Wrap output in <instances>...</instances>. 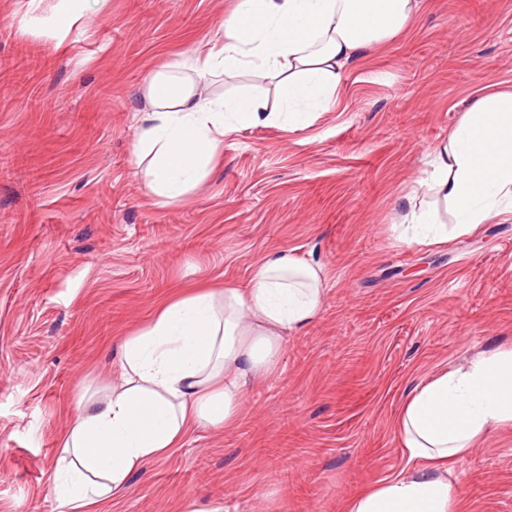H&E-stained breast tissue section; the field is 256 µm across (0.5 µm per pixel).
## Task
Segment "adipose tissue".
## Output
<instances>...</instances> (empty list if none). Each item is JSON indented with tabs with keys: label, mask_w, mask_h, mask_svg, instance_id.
Masks as SVG:
<instances>
[{
	"label": "adipose tissue",
	"mask_w": 512,
	"mask_h": 512,
	"mask_svg": "<svg viewBox=\"0 0 512 512\" xmlns=\"http://www.w3.org/2000/svg\"><path fill=\"white\" fill-rule=\"evenodd\" d=\"M421 0H234L208 51L165 64L149 79L134 145L139 176L157 204L198 187L225 135L256 126L297 129L329 110L341 69L406 30ZM271 79L261 94L214 95L208 77ZM430 185L451 207L399 214L409 245L447 242L512 215V91L477 98L448 141L432 153ZM320 266L287 251L265 255L247 288H198L163 298L152 318L118 346L120 380L79 398L60 440L50 491L65 512H101L129 475L166 457L197 427L235 424L250 383L278 365L284 333L319 316ZM512 425V348L478 353L405 398L396 431L405 474L362 489L345 512H457L451 463Z\"/></svg>",
	"instance_id": "obj_1"
}]
</instances>
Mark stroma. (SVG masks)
<instances>
[{
    "label": "stroma",
    "instance_id": "stroma-1",
    "mask_svg": "<svg viewBox=\"0 0 512 512\" xmlns=\"http://www.w3.org/2000/svg\"><path fill=\"white\" fill-rule=\"evenodd\" d=\"M0 0V512H59L48 477L83 391L118 376V341L197 284L246 287L267 253L323 265L319 318L229 429L190 431L107 512H342L399 475L406 394L512 345V217L410 246L432 151L473 101L512 88V0H421L398 38L340 72L294 131L252 127L179 202L134 175L144 85L212 42L231 0ZM462 512H512V429L456 461Z\"/></svg>",
    "mask_w": 512,
    "mask_h": 512
}]
</instances>
